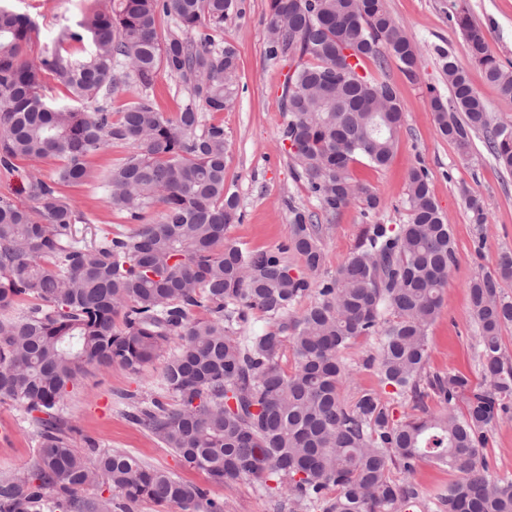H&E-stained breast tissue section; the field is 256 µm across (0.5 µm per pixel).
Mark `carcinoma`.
<instances>
[{
  "label": "carcinoma",
  "instance_id": "cac0c4a2",
  "mask_svg": "<svg viewBox=\"0 0 512 512\" xmlns=\"http://www.w3.org/2000/svg\"><path fill=\"white\" fill-rule=\"evenodd\" d=\"M242 15L243 0H107L28 59L31 18L0 5V167L65 159L50 182L30 175L24 191L40 209L0 196V403L40 414L37 460L0 480V512H112L106 490L121 494L126 512L143 500L224 512V499L208 489L131 454L87 463L61 416L90 370L117 364L138 372L174 338L160 384L175 404L154 400L133 420L211 482L252 480L284 497L289 512H424L411 478L430 459L461 474L436 497L441 512H512V480L488 478L481 455L485 430L512 411V358L501 343L512 325V298L502 292L512 255L469 284L482 379L474 389L458 371L424 374L428 329L456 263L425 169L408 175L410 221L369 225L358 250L315 292L284 256L297 255L311 273L322 267L312 216L293 210L283 251L229 242L238 202L225 184L224 125L206 113L231 101L238 62L224 44V21ZM456 22L474 64L512 100V70L492 54L486 32L465 12ZM266 24L270 59L298 57L282 128L298 176L329 218L353 201L378 209L379 197L352 178L350 165H388L403 112L395 88L365 65L382 69L392 58L414 80L415 45L383 0H269ZM440 56L451 88L448 99L429 98L440 135L469 160L473 136L484 134L488 154L512 173V125H491L466 71L449 53ZM162 71L184 93L172 116L148 94ZM46 75L68 103L46 100ZM129 87L139 94L114 121L112 96ZM112 143L132 151L107 175L106 206L141 226L87 243L74 230L82 214L58 186L83 182L86 159ZM157 204L160 219L144 222ZM466 206L475 224L487 223L481 197L466 195ZM310 295L296 314L294 304ZM25 299L32 303L9 314ZM198 310L204 317H192ZM254 310L270 329L239 335ZM368 336L379 339L382 382L420 414L396 423L375 392L349 405L341 399L348 373L340 354ZM287 345L291 373L280 365ZM430 391L447 412H428Z\"/></svg>",
  "mask_w": 512,
  "mask_h": 512
}]
</instances>
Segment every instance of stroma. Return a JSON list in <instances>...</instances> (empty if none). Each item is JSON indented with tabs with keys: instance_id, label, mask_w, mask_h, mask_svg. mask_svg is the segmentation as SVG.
<instances>
[{
	"instance_id": "obj_1",
	"label": "stroma",
	"mask_w": 512,
	"mask_h": 512,
	"mask_svg": "<svg viewBox=\"0 0 512 512\" xmlns=\"http://www.w3.org/2000/svg\"><path fill=\"white\" fill-rule=\"evenodd\" d=\"M10 4L34 22L28 50L33 56L64 25L98 9L99 0H10ZM385 5L418 49L419 76L407 79L393 61L376 71L377 79L395 87L402 105L404 121L397 150L386 167L376 169L359 160L352 163L351 172L372 188L382 207L368 214L362 204L354 202L332 220L319 212L281 138L284 85L296 62L273 60L267 54L268 0H244V15L225 22L224 40L235 47L239 64L234 99L213 116L224 126L225 181L238 198L240 215L239 221L230 225L227 237L251 250H274L287 242L293 209L313 214L315 223L323 227L324 260L310 280L313 288H320L357 249L369 225L408 223V173L414 167L424 168L431 193L451 228L456 252V263L442 293L441 312L429 329L426 371L433 375L456 370L476 384L480 381L479 350L468 285L493 270L502 253H512V173L488 157L479 136L474 139L471 160L462 161L454 145L438 134L428 100L433 94L450 95L440 57L446 51L467 71L493 123L512 124V100L504 99L471 61L467 41L456 23L457 13L467 12L486 31L492 53L504 67L512 68V0H385ZM129 152L126 144H112L88 158L85 181L61 186V197L84 216L75 225L78 238L90 242L105 231H131V223L103 203L108 170ZM468 192L485 203L488 220L484 227L471 222L464 199ZM378 354L379 344L373 336L360 338L342 353L351 379L342 386L341 396L351 402L362 391H378L393 419L405 420L414 412L413 403L391 395L383 386L376 366L370 363ZM167 361L162 355L137 373L115 365L84 377L62 410L72 428L74 448L91 462L101 452L123 451L146 467L208 486L212 496L225 500L226 512H282L274 499L259 493L253 481L209 484L205 473L186 465L130 419L134 407L154 399L171 402V395L160 384ZM37 451V426L32 418L13 405L0 404V478L28 469ZM482 454L489 478L512 479V413L489 428Z\"/></svg>"
}]
</instances>
